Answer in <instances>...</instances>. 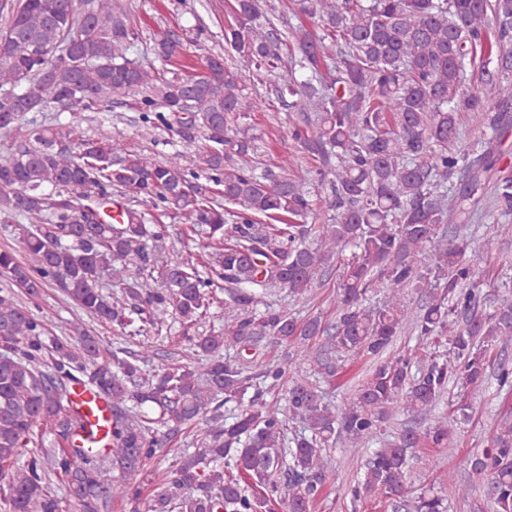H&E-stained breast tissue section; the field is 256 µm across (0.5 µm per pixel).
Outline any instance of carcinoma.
<instances>
[{
    "instance_id": "obj_1",
    "label": "carcinoma",
    "mask_w": 512,
    "mask_h": 512,
    "mask_svg": "<svg viewBox=\"0 0 512 512\" xmlns=\"http://www.w3.org/2000/svg\"><path fill=\"white\" fill-rule=\"evenodd\" d=\"M278 21L270 0H235L225 42L236 63L184 61L168 76L131 56L136 34L119 0H18L0 27V135L52 106L72 117L65 131L31 121L0 157V211L24 220L3 229L25 256L0 250L11 284L0 288V512H61L54 476L66 478L73 512H108L116 499L133 512H261L272 501L312 512L339 439L354 455L375 447L353 499L448 512L440 491L413 495L412 450L448 446L447 395L463 413L491 376L512 389V366L488 374V353L512 349V296L488 303L469 232L488 195L496 214L483 245L512 233L499 221L512 215V171L497 168L512 123V0H291ZM157 55L169 62L181 46L163 38ZM285 67L277 98L293 112L297 150L319 162L313 178L248 165L244 83ZM475 67L485 87L471 90ZM135 91L143 122L180 138L164 162L79 130L81 113ZM466 121L490 135L456 149ZM321 189L329 213L311 224ZM114 191L189 225L201 251L168 245V225L150 212L126 206L107 220ZM146 271L158 286L140 280ZM332 272L334 319L297 316L292 306ZM221 281L224 328L199 333ZM377 285L384 300L369 306ZM48 287L138 350L111 348L80 323L54 334L15 294L35 300ZM276 288L289 302L271 300ZM410 288L428 293L412 320ZM170 316L193 362L157 370L152 340L171 331ZM407 326L418 347L394 348ZM344 356L375 365L338 408L317 379L335 377ZM82 381L108 404L104 449L68 404ZM400 408L423 425L389 438L383 426ZM291 423L300 431L290 436ZM193 424L197 448L142 497L126 475ZM466 465L473 481L457 497L478 486L491 512H512V418L494 423Z\"/></svg>"
}]
</instances>
